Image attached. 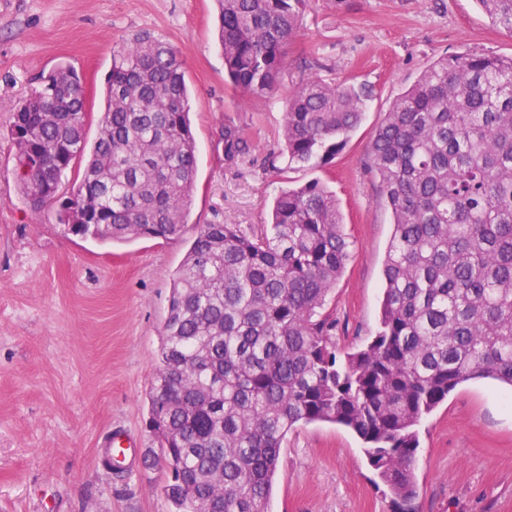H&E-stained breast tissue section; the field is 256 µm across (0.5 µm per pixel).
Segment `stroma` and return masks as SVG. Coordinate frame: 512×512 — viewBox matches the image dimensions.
<instances>
[{"label":"stroma","mask_w":512,"mask_h":512,"mask_svg":"<svg viewBox=\"0 0 512 512\" xmlns=\"http://www.w3.org/2000/svg\"><path fill=\"white\" fill-rule=\"evenodd\" d=\"M148 31L180 52L198 170L180 237L106 247L67 234L60 203L33 212L14 171L13 104L61 64L85 88L88 140L99 134L112 50ZM512 57V31L476 0H307L279 89L232 87L214 0H0V512H169L166 470L146 427L172 278L206 224L259 234L281 189L318 179L335 195L352 254L327 308L347 353L379 329L392 216L371 170L370 140L397 98L439 57ZM310 74L371 96L327 168L282 169L287 99ZM248 153L224 159V126ZM131 446L125 470L103 442ZM416 512H512V388L461 384L419 427ZM268 512H394L361 440L327 422L298 426L281 450Z\"/></svg>","instance_id":"stroma-1"}]
</instances>
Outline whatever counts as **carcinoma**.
Wrapping results in <instances>:
<instances>
[{
  "instance_id": "cac0c4a2",
  "label": "carcinoma",
  "mask_w": 512,
  "mask_h": 512,
  "mask_svg": "<svg viewBox=\"0 0 512 512\" xmlns=\"http://www.w3.org/2000/svg\"><path fill=\"white\" fill-rule=\"evenodd\" d=\"M225 74L253 98L278 86L305 0H217ZM512 30V0H477ZM367 91L303 79L282 127L287 165L324 166L365 112ZM100 132L87 147L82 81L69 65L13 106L19 190L34 211L59 196L62 223L103 244L181 235L196 145L178 50L144 31L119 45ZM248 149L224 128V159ZM372 169L393 216L380 328L341 357L329 291L351 242L320 180L285 188L248 236L207 224L176 271L148 426L171 512H268L288 433L331 422L364 443L395 512H414L419 426L462 383L512 386V57L435 61L375 129Z\"/></svg>"
}]
</instances>
